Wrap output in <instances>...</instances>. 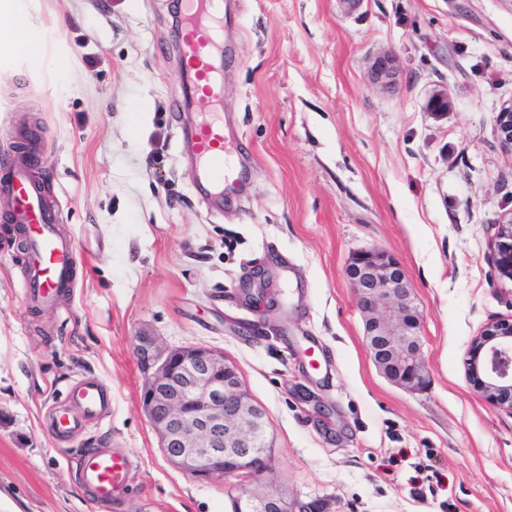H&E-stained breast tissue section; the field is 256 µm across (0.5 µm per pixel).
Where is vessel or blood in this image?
Listing matches in <instances>:
<instances>
[{"label":"vessel or blood","instance_id":"b4317fda","mask_svg":"<svg viewBox=\"0 0 512 512\" xmlns=\"http://www.w3.org/2000/svg\"><path fill=\"white\" fill-rule=\"evenodd\" d=\"M217 0H183L178 47L183 69L192 79L190 94L206 103L223 96V82L215 64L221 32L215 15ZM192 149L203 178L214 196H222L225 182L236 173L235 148L224 134L221 112L200 116L192 133ZM0 194L11 198L9 223L20 225L25 240L26 272L22 284L26 301L53 306L59 295L76 284L74 249L57 232L54 214L44 203L28 167L13 164L0 178ZM64 406L52 407L47 426L56 439L84 433L103 423L112 412V390L99 378L85 376L63 393ZM82 483L102 502L121 495L131 478V459L121 449L85 451L79 458Z\"/></svg>","mask_w":512,"mask_h":512}]
</instances>
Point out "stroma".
I'll return each instance as SVG.
<instances>
[{
	"label": "stroma",
	"instance_id": "obj_1",
	"mask_svg": "<svg viewBox=\"0 0 512 512\" xmlns=\"http://www.w3.org/2000/svg\"><path fill=\"white\" fill-rule=\"evenodd\" d=\"M44 61L0 54V168L30 153L76 286L50 308L22 293L25 242L0 195V512H231L227 478L175 468L140 404L134 338L224 351L267 412V480L308 512H512V412L468 382L466 351L512 315L490 261L512 212V0H224V126L240 179L213 207L184 131L173 19L181 0H17ZM392 55L391 87L373 83ZM448 96L447 111L427 108ZM404 266L428 386L388 382L366 350L345 266ZM265 291L247 297L256 267ZM319 337L328 378L303 348ZM86 375L112 414L57 441L46 408ZM124 448L131 482L96 502L71 460ZM424 464L415 472V464ZM435 473V494L411 476Z\"/></svg>",
	"mask_w": 512,
	"mask_h": 512
}]
</instances>
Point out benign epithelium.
Returning a JSON list of instances; mask_svg holds the SVG:
<instances>
[{"label": "benign epithelium", "instance_id": "1", "mask_svg": "<svg viewBox=\"0 0 512 512\" xmlns=\"http://www.w3.org/2000/svg\"><path fill=\"white\" fill-rule=\"evenodd\" d=\"M373 75L392 85L393 59H377ZM497 123L512 151V106L499 112ZM491 262L497 279L511 283L512 214L497 224ZM345 277L378 372L405 390L425 388L421 314L401 262L383 250H359ZM136 352L145 375L141 406L173 465L202 481L238 478L232 512H303V505L260 481L272 448L265 412L232 360L206 346L170 348L145 332L136 337ZM465 366L470 384L485 400L512 411V317L493 320L472 339Z\"/></svg>", "mask_w": 512, "mask_h": 512}]
</instances>
